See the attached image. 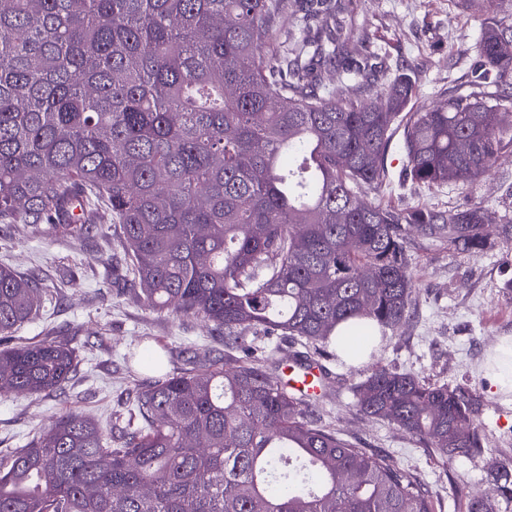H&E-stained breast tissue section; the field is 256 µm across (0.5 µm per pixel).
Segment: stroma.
I'll return each instance as SVG.
<instances>
[{
  "label": "stroma",
  "mask_w": 512,
  "mask_h": 512,
  "mask_svg": "<svg viewBox=\"0 0 512 512\" xmlns=\"http://www.w3.org/2000/svg\"><path fill=\"white\" fill-rule=\"evenodd\" d=\"M355 58L371 50L389 70L406 65L416 83L415 107L438 104L448 89L467 88L480 71L476 54L481 20L453 7L450 0H351ZM407 158L402 135L387 154L388 179L368 201L394 208L487 209L488 245L461 254L445 240L415 239L410 250L419 291L410 319L388 334L373 358L348 369L326 358L327 398L312 413L318 424L368 449L382 448L405 467L417 470L435 498L436 512H466L469 495L488 491L494 462L512 459V394L498 392L485 367L492 349L512 336V151L497 157L474 183L417 185L403 178ZM105 237L86 242L61 235L50 225L32 234L27 225L0 232V264L38 271L43 284L35 296L36 314L11 337L31 342L52 332L68 340L77 374L60 389L40 396L0 399V463L23 448L55 417L74 411L95 421L134 406L137 385L158 374L179 372L187 357L224 355L223 338L190 314L155 312L112 285L116 252ZM165 350L162 372L151 371L144 356ZM411 372L431 383L464 391L476 404L475 420L486 434L475 458L442 461L419 448L415 438L382 419L352 408V387L375 368Z\"/></svg>",
  "instance_id": "1"
}]
</instances>
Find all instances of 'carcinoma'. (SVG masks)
Segmentation results:
<instances>
[{"label":"carcinoma","instance_id":"cac0c4a2","mask_svg":"<svg viewBox=\"0 0 512 512\" xmlns=\"http://www.w3.org/2000/svg\"><path fill=\"white\" fill-rule=\"evenodd\" d=\"M6 0L0 5V224L89 240L116 224L148 307L195 315L248 359L193 356L141 385L120 434L71 412L0 465V512H435L419 476L307 419L272 380L357 336L370 352L416 304L409 233L485 249L482 206L450 213L368 203L403 127L406 177L477 180L512 147V94L406 108L410 77L349 52L344 0ZM482 16L481 78H512V0H455ZM355 80L364 104L323 84ZM41 278L0 266V342L34 315ZM303 342L281 354L259 335ZM76 371L56 336L0 348V399ZM354 407L442 459L483 453L472 399L374 369ZM467 512L512 502V461ZM146 483L150 492L128 489Z\"/></svg>","mask_w":512,"mask_h":512}]
</instances>
